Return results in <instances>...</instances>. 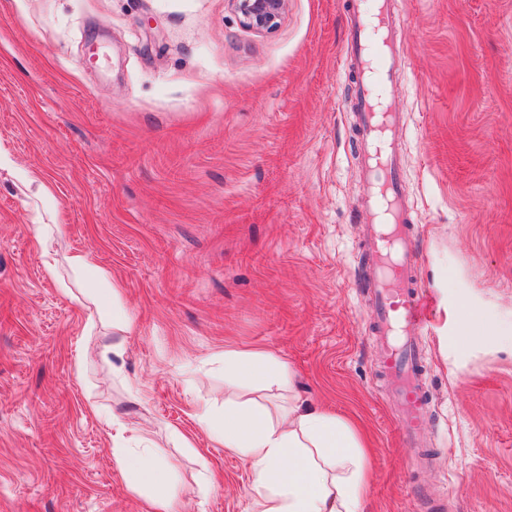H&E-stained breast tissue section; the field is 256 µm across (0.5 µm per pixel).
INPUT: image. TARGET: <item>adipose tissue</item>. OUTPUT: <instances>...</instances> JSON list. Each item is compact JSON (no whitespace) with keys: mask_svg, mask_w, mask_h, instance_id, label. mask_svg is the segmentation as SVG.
Returning a JSON list of instances; mask_svg holds the SVG:
<instances>
[{"mask_svg":"<svg viewBox=\"0 0 512 512\" xmlns=\"http://www.w3.org/2000/svg\"><path fill=\"white\" fill-rule=\"evenodd\" d=\"M32 232L43 270L62 293H80L94 305L99 321L129 333L132 320L110 273L82 251L58 260L62 225L36 224ZM63 262L71 278L61 274ZM224 379L236 394L225 399L223 417L207 408L196 417L213 441L249 463L254 512H365L366 443L348 419L294 394L290 368L261 352H225ZM259 388L288 391L287 404L271 408L257 401L252 393ZM105 424L114 466L128 488L151 501L156 512H171L172 503L163 491L166 472L159 451L147 447L132 453V438L119 416L107 418Z\"/></svg>","mask_w":512,"mask_h":512,"instance_id":"ef3b65f1","label":"adipose tissue"}]
</instances>
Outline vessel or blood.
Returning <instances> with one entry per match:
<instances>
[{"instance_id":"obj_1","label":"vessel or blood","mask_w":512,"mask_h":512,"mask_svg":"<svg viewBox=\"0 0 512 512\" xmlns=\"http://www.w3.org/2000/svg\"><path fill=\"white\" fill-rule=\"evenodd\" d=\"M395 7L396 0H376L372 9L365 0H349L343 62L359 71L352 109L363 142L359 218L373 296L372 333L381 342V373L396 398L403 437L414 447L429 406L417 337L430 322V309L417 280L415 221L400 180L403 116L384 88L399 64L391 30Z\"/></svg>"}]
</instances>
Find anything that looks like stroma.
Wrapping results in <instances>:
<instances>
[{"mask_svg":"<svg viewBox=\"0 0 512 512\" xmlns=\"http://www.w3.org/2000/svg\"><path fill=\"white\" fill-rule=\"evenodd\" d=\"M396 9L424 464L377 376L346 0H288L262 34L227 0H0V512H153L114 467V414L163 449L175 512H253L248 464L196 418L224 409L228 350L364 430L366 512H512V347L441 352L461 314L512 327V0ZM35 224L120 284L121 361Z\"/></svg>","mask_w":512,"mask_h":512,"instance_id":"35a3bbf8","label":"stroma"}]
</instances>
